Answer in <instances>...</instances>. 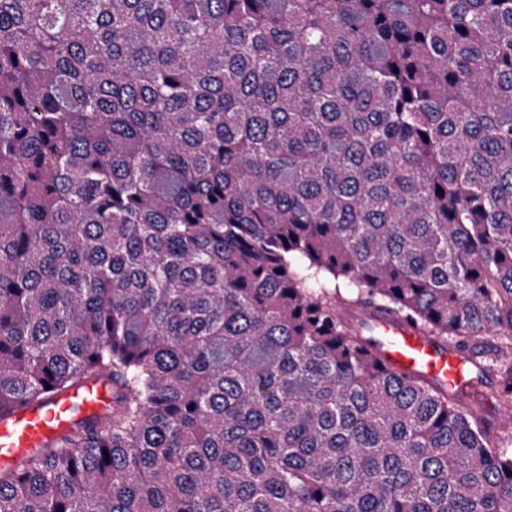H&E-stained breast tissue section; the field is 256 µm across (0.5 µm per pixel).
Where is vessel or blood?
Wrapping results in <instances>:
<instances>
[{"label":"vessel or blood","mask_w":512,"mask_h":512,"mask_svg":"<svg viewBox=\"0 0 512 512\" xmlns=\"http://www.w3.org/2000/svg\"><path fill=\"white\" fill-rule=\"evenodd\" d=\"M361 317L377 332V354L389 370L423 377L439 387L461 389L473 397H487V390L466 379L468 357L463 351L375 308H364ZM110 405L109 384L92 380L52 394L41 404L17 407L0 418V468L44 448L77 420L104 416Z\"/></svg>","instance_id":"1"}]
</instances>
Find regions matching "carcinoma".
<instances>
[{
    "label": "carcinoma",
    "mask_w": 512,
    "mask_h": 512,
    "mask_svg": "<svg viewBox=\"0 0 512 512\" xmlns=\"http://www.w3.org/2000/svg\"><path fill=\"white\" fill-rule=\"evenodd\" d=\"M368 305L512 392V0H0V512H512ZM110 386L92 380L52 394L40 405H24L0 418V468L44 448L81 418L104 416L111 405Z\"/></svg>",
    "instance_id": "carcinoma-1"
}]
</instances>
